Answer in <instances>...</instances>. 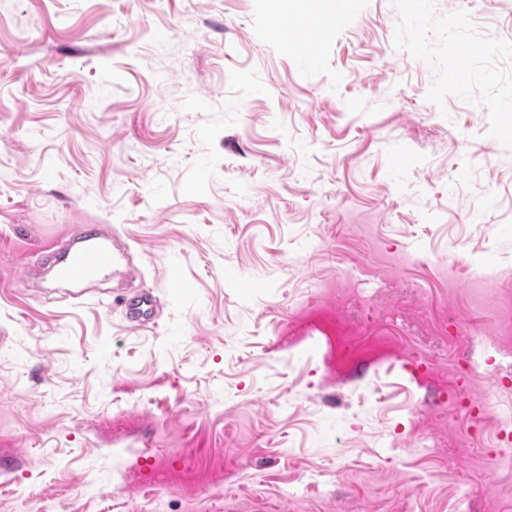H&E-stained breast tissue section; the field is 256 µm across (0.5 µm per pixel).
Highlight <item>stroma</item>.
<instances>
[{
    "label": "stroma",
    "instance_id": "1",
    "mask_svg": "<svg viewBox=\"0 0 512 512\" xmlns=\"http://www.w3.org/2000/svg\"><path fill=\"white\" fill-rule=\"evenodd\" d=\"M289 8L271 38L267 0H0V512H512V0ZM76 225L133 277L57 279ZM157 455L200 482L141 485ZM157 308V300L152 294L144 293L133 303L127 310V317L132 321L145 322L155 312ZM496 343L512 342V302H500L497 308Z\"/></svg>",
    "mask_w": 512,
    "mask_h": 512
}]
</instances>
